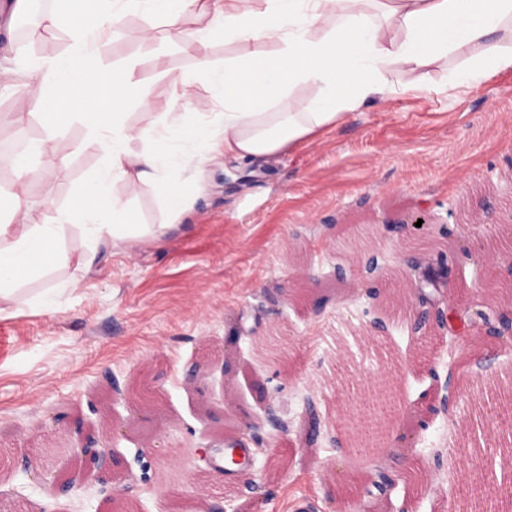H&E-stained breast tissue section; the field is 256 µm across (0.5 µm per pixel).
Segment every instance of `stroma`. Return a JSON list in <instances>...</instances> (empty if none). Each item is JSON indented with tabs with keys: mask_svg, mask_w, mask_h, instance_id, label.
I'll list each match as a JSON object with an SVG mask.
<instances>
[{
	"mask_svg": "<svg viewBox=\"0 0 512 512\" xmlns=\"http://www.w3.org/2000/svg\"><path fill=\"white\" fill-rule=\"evenodd\" d=\"M15 0H0V71L27 54L16 29ZM134 61L142 101L124 103L130 147L142 151L164 121L170 102L189 92L182 124L192 128L217 117L218 108L194 60L166 40L163 20L130 13L102 38L99 61ZM426 90L395 78L385 98L366 101L336 125L284 149L259 166L215 157L182 172L188 204L165 236L124 249L99 250L87 267L52 269L24 284L0 312V512H102L112 481H92L51 497L45 477L73 470L77 418L111 448L114 473L134 466L143 441L147 481L134 493L138 512H163L164 493L193 484L233 500L240 512H336L331 481L358 476L361 487L346 512H458L469 478L497 470L496 457L477 447L485 440L491 399L512 381V344L485 336L477 310H501L499 299L474 279L475 259L491 240L512 237L499 223L480 233L464 226L460 202L512 201V70L472 87L451 89L443 73L424 77ZM24 84L0 93L15 141H0V155L19 151L28 131L43 135L35 107L19 108ZM65 164L33 162L27 204L34 218L54 223L103 164L86 147L76 120L61 130ZM111 195L143 224L166 219L155 185L129 189L118 180ZM423 211L433 220L436 249L457 254L448 274V325L435 337L410 334L389 307L407 220ZM357 227L375 245L382 270L374 287L345 288L332 276L348 265L338 234ZM74 279L46 311L30 305L46 285ZM227 359L229 376L191 385L189 374ZM149 369L161 392L157 409L118 406L130 423L112 437L90 412L105 396V379L125 383ZM458 402L441 408L445 379ZM390 385L396 409L390 440L373 455L336 451L329 436L357 427L375 413L361 404L363 381ZM226 391L235 406L226 415L203 412L211 392ZM313 397L321 432L307 443L304 400ZM254 429L242 430L244 420ZM253 456L246 473L221 474L206 461L230 438Z\"/></svg>",
	"mask_w": 512,
	"mask_h": 512,
	"instance_id": "1",
	"label": "stroma"
}]
</instances>
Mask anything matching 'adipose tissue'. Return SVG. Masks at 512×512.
<instances>
[{
  "label": "adipose tissue",
  "instance_id": "adipose-tissue-1",
  "mask_svg": "<svg viewBox=\"0 0 512 512\" xmlns=\"http://www.w3.org/2000/svg\"><path fill=\"white\" fill-rule=\"evenodd\" d=\"M80 2L55 0L47 17L68 35L66 53L21 61L18 71L0 79L8 84L27 77L28 99L45 129L44 139L4 159L16 182L12 194L0 196V305L17 296L23 282L69 263L63 246L68 228L110 249L166 235L170 218L185 207L180 170L186 161H204L218 150L239 161L274 157L336 124L362 102L385 97L397 74L412 76L416 89L420 76L440 69L448 86L465 88L512 69V0H261L256 8L246 0H91L89 20ZM192 8L203 22L187 35L182 21ZM130 12L162 18L172 40L195 55L199 78L224 108L219 127L186 129L172 114L147 150H131L135 133L116 102L136 96L133 72L96 62L99 39ZM223 39L260 41L274 51L217 67L205 50ZM303 85L315 86V94L297 100L292 111H275L281 98ZM71 119L85 125L89 144L104 156L103 168L59 210L55 223H17L26 211L33 157L65 160L67 147L59 135ZM114 180L132 188L156 185L168 222L134 223L128 205L107 191Z\"/></svg>",
  "mask_w": 512,
  "mask_h": 512
}]
</instances>
